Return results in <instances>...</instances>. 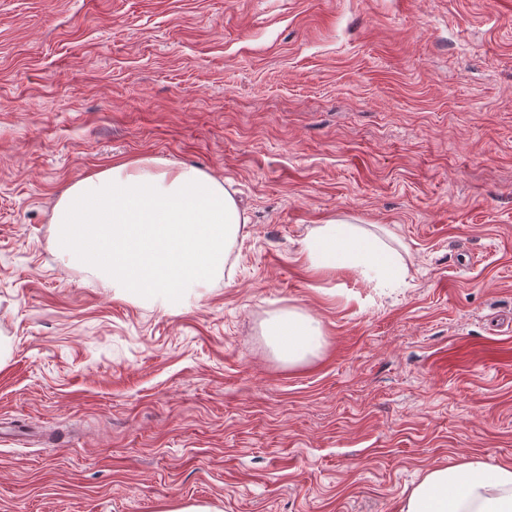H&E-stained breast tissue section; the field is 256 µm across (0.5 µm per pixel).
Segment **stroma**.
<instances>
[{
  "label": "stroma",
  "mask_w": 512,
  "mask_h": 512,
  "mask_svg": "<svg viewBox=\"0 0 512 512\" xmlns=\"http://www.w3.org/2000/svg\"><path fill=\"white\" fill-rule=\"evenodd\" d=\"M143 157L250 219L186 306L50 246ZM331 220L406 279L310 271ZM288 307L325 333L297 367ZM473 460L512 464V0H0V512H400ZM265 335L277 356L288 365L301 364L316 355L324 342L322 323L293 307L271 315Z\"/></svg>",
  "instance_id": "35a3bbf8"
}]
</instances>
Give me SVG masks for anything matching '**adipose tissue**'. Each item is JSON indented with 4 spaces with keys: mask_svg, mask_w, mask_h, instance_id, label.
<instances>
[{
    "mask_svg": "<svg viewBox=\"0 0 512 512\" xmlns=\"http://www.w3.org/2000/svg\"><path fill=\"white\" fill-rule=\"evenodd\" d=\"M51 246L67 264L92 271L123 294L166 308L222 279L249 218L223 179L195 166L146 157L112 164L72 184L51 219ZM316 271L348 269L369 282L406 276L398 254L356 225L329 221L303 239ZM265 334L298 365L324 342L322 323L296 308L275 312ZM400 512H512V465L481 461L426 471Z\"/></svg>",
    "mask_w": 512,
    "mask_h": 512,
    "instance_id": "obj_1",
    "label": "adipose tissue"
}]
</instances>
